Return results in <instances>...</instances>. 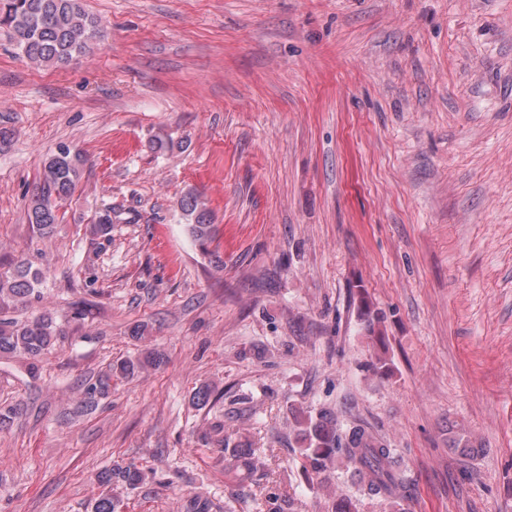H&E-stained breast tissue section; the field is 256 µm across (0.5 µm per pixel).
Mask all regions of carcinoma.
Wrapping results in <instances>:
<instances>
[{
    "instance_id": "1",
    "label": "carcinoma",
    "mask_w": 512,
    "mask_h": 512,
    "mask_svg": "<svg viewBox=\"0 0 512 512\" xmlns=\"http://www.w3.org/2000/svg\"><path fill=\"white\" fill-rule=\"evenodd\" d=\"M5 27L18 49L39 65L65 63L86 52L98 31L84 11L81 0H0V27ZM84 160L77 151L63 148L51 155L43 166L40 185L30 200L28 221L42 236L49 235L59 220V203L71 196L81 175ZM179 208L189 221V235L202 248L213 237V224L206 203L189 192L179 200ZM42 273L25 262L9 276H0V300L23 303L38 293ZM63 331L49 318L18 321L0 319V354L19 353L37 362ZM163 360L160 352L150 351L144 359L123 360L115 370L127 376L145 364ZM301 455L304 469L320 474L342 458L357 472L366 493L382 499L389 512H406L407 486L394 469L391 449L363 427L338 431L336 419L322 415L303 429ZM236 468L250 472L254 460L248 448L227 449ZM103 483L134 485L139 472L132 466L116 464L101 472Z\"/></svg>"
}]
</instances>
